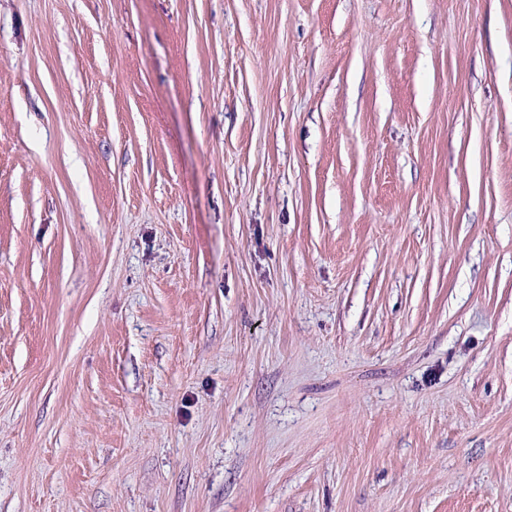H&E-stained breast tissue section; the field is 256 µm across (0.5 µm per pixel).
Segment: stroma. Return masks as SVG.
Here are the masks:
<instances>
[{"label": "stroma", "mask_w": 512, "mask_h": 512, "mask_svg": "<svg viewBox=\"0 0 512 512\" xmlns=\"http://www.w3.org/2000/svg\"><path fill=\"white\" fill-rule=\"evenodd\" d=\"M0 512H512V0H0Z\"/></svg>", "instance_id": "stroma-1"}]
</instances>
